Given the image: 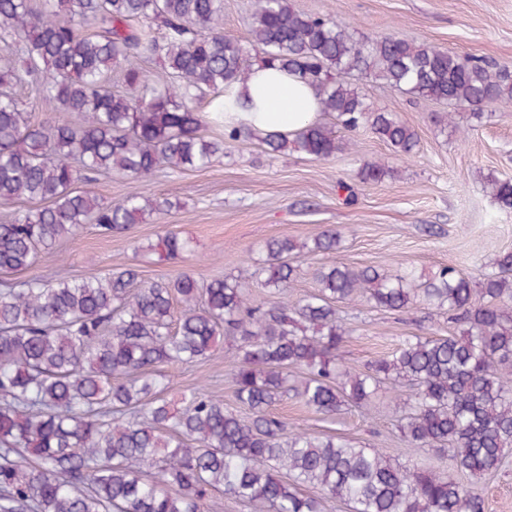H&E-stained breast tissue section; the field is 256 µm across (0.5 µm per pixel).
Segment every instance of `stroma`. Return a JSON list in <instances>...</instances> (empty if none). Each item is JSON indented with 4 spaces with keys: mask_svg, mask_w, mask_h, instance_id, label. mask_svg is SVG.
I'll use <instances>...</instances> for the list:
<instances>
[{
    "mask_svg": "<svg viewBox=\"0 0 512 512\" xmlns=\"http://www.w3.org/2000/svg\"><path fill=\"white\" fill-rule=\"evenodd\" d=\"M295 9L330 15L356 38L394 34L493 67H512V0H291ZM371 105L398 113L419 136L412 155H396L369 130L341 132L347 150L325 160L286 151L270 154L257 142L227 141L224 155L204 168L179 170L163 165L146 181L121 173L98 176L88 191L104 202L131 193L167 197L171 211L151 215L127 230L102 234L95 225L41 253L27 277H94L106 269L137 266L147 281L183 272L207 281L237 274L250 261L264 260L266 242L288 238L311 241L333 228L341 241L330 253L308 257L288 290L295 300L316 292L313 271L323 263L373 267L388 275L414 272L425 281L444 266L475 276L491 271L493 260L512 252V210L501 209L487 184L512 180V106L493 108L478 118L470 111L407 94L354 73ZM452 115V126L437 117ZM393 167L391 177L366 183L364 163ZM179 232L191 246L177 259L155 248L164 230ZM338 314L351 334L338 354L345 365L361 369L386 355L402 337L448 335L447 316L415 307L385 312L367 304H339ZM235 351L220 344L206 359L167 368L174 390L198 385L238 408L230 383ZM406 387L388 389L369 405L332 417L318 414L295 397L274 404L272 413L287 429L341 436L380 448L399 462L434 459L429 448L410 447L397 421ZM485 512H512V460L479 484Z\"/></svg>",
    "mask_w": 512,
    "mask_h": 512,
    "instance_id": "35a3bbf8",
    "label": "stroma"
}]
</instances>
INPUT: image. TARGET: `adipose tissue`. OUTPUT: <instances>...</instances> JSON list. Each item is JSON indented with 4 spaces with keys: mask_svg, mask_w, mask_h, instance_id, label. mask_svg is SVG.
<instances>
[{
    "mask_svg": "<svg viewBox=\"0 0 512 512\" xmlns=\"http://www.w3.org/2000/svg\"><path fill=\"white\" fill-rule=\"evenodd\" d=\"M233 94L251 103L250 109L234 113V122L262 133L296 132L320 113L319 99L310 86L267 66H254L249 79L237 85Z\"/></svg>",
    "mask_w": 512,
    "mask_h": 512,
    "instance_id": "adipose-tissue-1",
    "label": "adipose tissue"
}]
</instances>
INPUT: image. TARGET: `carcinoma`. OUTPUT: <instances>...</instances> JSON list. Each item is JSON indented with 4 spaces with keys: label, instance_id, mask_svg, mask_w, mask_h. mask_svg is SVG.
Returning a JSON list of instances; mask_svg holds the SVG:
<instances>
[{
    "label": "carcinoma",
    "instance_id": "cac0c4a2",
    "mask_svg": "<svg viewBox=\"0 0 512 512\" xmlns=\"http://www.w3.org/2000/svg\"><path fill=\"white\" fill-rule=\"evenodd\" d=\"M223 16L224 0H0V207L40 204L0 224L1 273L30 268L87 224L119 233L169 212L166 198L104 204L80 184L112 171L142 181L162 163L199 168L223 156L224 141L200 134L195 100L214 93L212 116L224 119L239 105L230 89L247 81L255 57L303 79L335 120L291 139L224 129L272 153L330 158L344 148L338 126L368 127L395 152L413 151L415 130L374 110L345 80L353 71L478 118L484 106L512 105L507 67L392 34L361 41L289 0H255L246 45L224 37ZM147 58L162 60L163 72L140 68ZM18 84L63 116L33 122ZM392 172L366 163L360 175L378 183ZM490 189L512 209L511 181L494 179ZM339 238L327 229L311 247L273 239L263 263L207 283L186 272L145 282L133 265L82 280L0 283V512H206L211 491L255 512H323L328 499L350 512H483L473 482L340 436L287 433L268 408L293 391L333 416L407 380V443L438 449L463 476L496 472L512 454V252L476 279L445 266L416 285L336 264L317 267L318 292L296 302L246 291L252 279L287 294L298 271L288 256L330 251ZM156 247L174 258L187 242L168 229ZM359 302L394 312L422 305L448 315L458 334L406 336L351 371L337 358L351 330L336 304ZM222 337L237 343L231 383L249 416L202 386L169 398L154 374L160 364L198 362Z\"/></svg>",
    "mask_w": 512,
    "mask_h": 512
}]
</instances>
